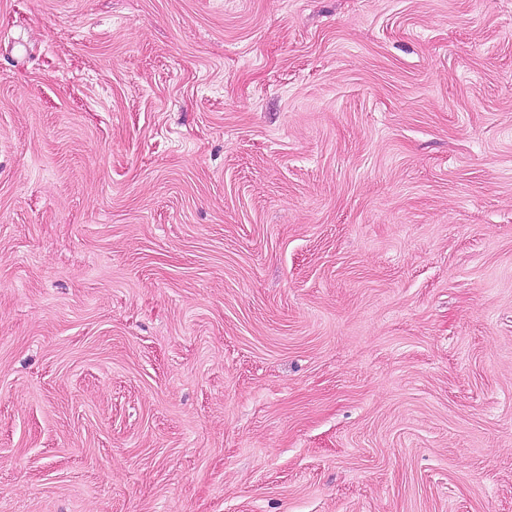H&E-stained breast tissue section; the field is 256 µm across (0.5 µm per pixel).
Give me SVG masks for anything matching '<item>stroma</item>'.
Returning <instances> with one entry per match:
<instances>
[{"label": "stroma", "mask_w": 512, "mask_h": 512, "mask_svg": "<svg viewBox=\"0 0 512 512\" xmlns=\"http://www.w3.org/2000/svg\"><path fill=\"white\" fill-rule=\"evenodd\" d=\"M0 512H512V0H0Z\"/></svg>", "instance_id": "stroma-1"}]
</instances>
